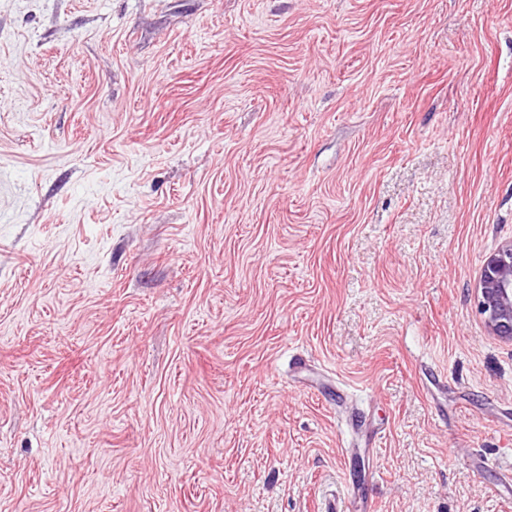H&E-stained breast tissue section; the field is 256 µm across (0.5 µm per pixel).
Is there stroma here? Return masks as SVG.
<instances>
[{"label": "stroma", "instance_id": "1", "mask_svg": "<svg viewBox=\"0 0 512 512\" xmlns=\"http://www.w3.org/2000/svg\"><path fill=\"white\" fill-rule=\"evenodd\" d=\"M512 0H0V512H512ZM474 290L477 310L487 328L512 342V242L486 259Z\"/></svg>", "mask_w": 512, "mask_h": 512}]
</instances>
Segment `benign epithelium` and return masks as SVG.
Here are the masks:
<instances>
[{"instance_id":"obj_1","label":"benign epithelium","mask_w":512,"mask_h":512,"mask_svg":"<svg viewBox=\"0 0 512 512\" xmlns=\"http://www.w3.org/2000/svg\"><path fill=\"white\" fill-rule=\"evenodd\" d=\"M475 300L490 332L512 342V242L486 259L475 285Z\"/></svg>"}]
</instances>
